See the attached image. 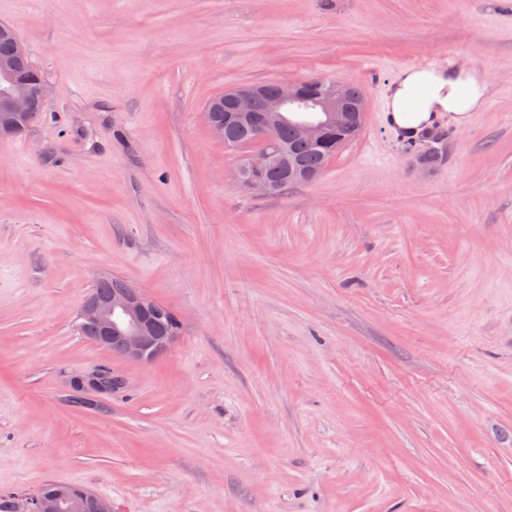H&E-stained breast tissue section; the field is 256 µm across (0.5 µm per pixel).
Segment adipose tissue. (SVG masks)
I'll return each mask as SVG.
<instances>
[{
  "label": "adipose tissue",
  "instance_id": "adipose-tissue-1",
  "mask_svg": "<svg viewBox=\"0 0 512 512\" xmlns=\"http://www.w3.org/2000/svg\"><path fill=\"white\" fill-rule=\"evenodd\" d=\"M427 86L429 94L415 115H407L406 106L413 92ZM485 90L483 79L474 73L454 78L444 73L409 71L402 73L390 95L394 122L404 130H413L429 124L432 113L449 112L463 115L473 110Z\"/></svg>",
  "mask_w": 512,
  "mask_h": 512
}]
</instances>
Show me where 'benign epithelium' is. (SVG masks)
Returning <instances> with one entry per match:
<instances>
[{
	"label": "benign epithelium",
	"mask_w": 512,
	"mask_h": 512,
	"mask_svg": "<svg viewBox=\"0 0 512 512\" xmlns=\"http://www.w3.org/2000/svg\"><path fill=\"white\" fill-rule=\"evenodd\" d=\"M49 93L46 79L36 80L31 90L17 81L9 66L0 67V128L18 136L38 116V103ZM238 120L249 121L256 129L259 151H245L239 185L248 191L273 196L282 186L260 174L263 168H277L288 163L286 146L277 141L274 131L287 123L296 125L298 134L312 144L324 141L327 132L354 120L347 111V98L339 83L306 80L280 81L277 92L267 96L253 83H242L224 94V122L209 124L212 136L233 150L240 147L225 138V129ZM164 312L145 292L127 282L107 299L90 296L80 309V325L93 329L90 340L110 348L117 339L125 358L150 363L175 343L178 333L163 327ZM14 512H112V503L87 490L56 483L47 492L12 496Z\"/></svg>",
	"instance_id": "obj_1"
}]
</instances>
